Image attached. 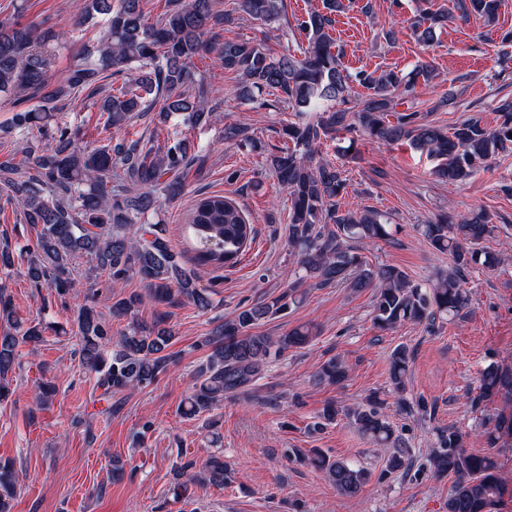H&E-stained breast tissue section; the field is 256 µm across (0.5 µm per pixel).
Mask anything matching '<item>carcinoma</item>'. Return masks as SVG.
I'll return each mask as SVG.
<instances>
[{"label": "carcinoma", "mask_w": 512, "mask_h": 512, "mask_svg": "<svg viewBox=\"0 0 512 512\" xmlns=\"http://www.w3.org/2000/svg\"><path fill=\"white\" fill-rule=\"evenodd\" d=\"M499 7L500 0H457L452 12L425 9L412 22L413 32L427 44L456 18L474 15L494 22ZM76 10V24L103 15L107 30L97 54L74 66L62 83L51 78L52 45L65 39L66 33L0 22V93L13 97L16 106L25 105L14 114V125L33 129L50 107L99 94L104 73L121 75L133 67L137 77L123 80L99 100L107 127L120 129L150 113L159 123L171 113H180L187 125L199 126L210 120L212 109L209 86L204 78L195 77L191 64L193 58L207 53L216 54L224 71L241 77L239 96L252 101L255 94L271 90L277 93L275 104L285 103L295 112V120L282 128L292 146L269 154L267 162L287 196L288 246L303 275L277 297L239 308L233 318L202 339L201 345L211 353L196 371L192 391L180 408L182 414L195 417L213 411L224 397L261 379L270 360L310 344L314 338L310 324L281 336L252 332L265 319L300 303L306 286L346 284L358 292L371 289L373 324L383 332L406 322L432 329L468 307L466 279L474 267L492 271L503 263L500 255L483 249L482 243L496 228L483 212L456 217L439 214L422 225L426 244L453 261L451 272L437 276L428 287L413 282L398 267L367 263L356 243L390 241L392 228L377 211L341 209L346 189L343 171L316 158L315 152L323 140L342 132L386 143L407 141L436 161L432 174L437 179L456 186L512 151L511 99L499 101L500 122L494 128L470 116L445 130L422 120L410 107L396 111L398 98L411 94L418 79H433V70L427 63L407 74L345 69L330 36L335 15L344 10L343 0H323V9L296 19V48L280 54L251 41L224 40L220 27L234 24L236 13L264 23L286 21L284 0H237L234 9L224 11L218 9L217 0H165L164 10L154 21L144 10V0H81ZM354 82L369 90L355 103L350 101ZM187 160V145L181 139L157 149L137 140L90 149L66 128L56 132L49 148L31 137L16 152L1 157L0 200L18 212L24 223L40 227L35 244L26 250L29 282L59 296L68 295L75 288V259L87 257L93 263L92 272L107 274L117 285L140 278L157 303L171 304L180 297L202 311L209 310L213 291L198 287L196 278L183 267L182 254L163 237L161 224L148 221L161 207L157 192L175 196L183 190L180 170ZM254 238V225L232 200L218 194L198 198L185 225L193 260L216 269L235 266ZM142 302L139 294L113 295L112 313L131 319L115 343L94 306L84 303L74 315L81 367L96 376L110 408L114 407L112 396L155 383L175 363L169 351L173 331L162 327L166 314H158L150 324L139 321L136 312ZM48 329L57 336L67 334L62 326L18 320L11 299L0 289V403L15 393L12 373L18 365V347L42 342ZM411 360L404 346L390 355V385L392 392L401 395L399 404L406 412L412 410L404 398ZM347 376L346 362L331 357L318 366L314 380L319 385H340ZM499 395L512 396V368L490 364L480 373L471 407ZM383 406L375 396L351 407L329 403L316 427L347 416L363 436L393 449L387 472H405L409 449ZM493 422V427L482 430L490 448L498 447L500 438L512 436V413L502 412ZM469 437L453 425L437 429L430 474L455 476L445 512H495L505 492L499 461L492 454L470 452ZM294 458L325 471L337 492L349 498L359 496L372 479L370 470L318 450L309 456L298 449ZM178 476L182 481L175 486L176 496L184 499L190 498L196 483L221 488L227 480L224 457L212 455L197 470L188 462ZM18 482L14 465L0 460V512H12Z\"/></svg>", "instance_id": "obj_1"}]
</instances>
